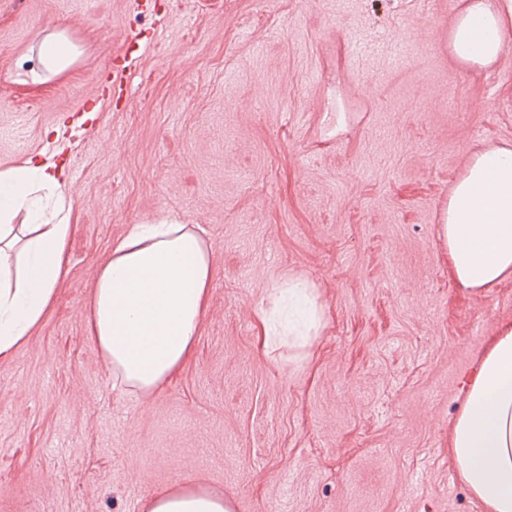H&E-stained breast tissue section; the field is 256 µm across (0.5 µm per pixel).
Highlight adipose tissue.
<instances>
[{
    "label": "adipose tissue",
    "instance_id": "obj_1",
    "mask_svg": "<svg viewBox=\"0 0 512 512\" xmlns=\"http://www.w3.org/2000/svg\"><path fill=\"white\" fill-rule=\"evenodd\" d=\"M512 27V0H464L448 46L463 63L485 67L501 54ZM20 58L59 75L77 56L63 33L37 36ZM72 204L51 165L0 168V357L12 355L43 318L55 294L71 231ZM437 235L448 274L467 295H484L512 278V148L475 153L441 212ZM213 278L202 237L185 224L131 225L102 265L88 304V325L105 361L137 392L174 377L194 352ZM273 303L288 320L264 316L266 333L310 339L322 325L312 283L291 275L275 283ZM448 446L458 475L484 512H512V321L498 325L479 356ZM144 512H231L223 495L173 485Z\"/></svg>",
    "mask_w": 512,
    "mask_h": 512
}]
</instances>
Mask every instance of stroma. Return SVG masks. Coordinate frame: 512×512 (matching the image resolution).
Listing matches in <instances>:
<instances>
[{
	"label": "stroma",
	"instance_id": "1",
	"mask_svg": "<svg viewBox=\"0 0 512 512\" xmlns=\"http://www.w3.org/2000/svg\"><path fill=\"white\" fill-rule=\"evenodd\" d=\"M149 4L0 0V167L62 168L75 216L52 305L0 358V512H141L176 482L234 512H482L448 435L512 279L463 295L436 229L473 152L512 147V34L477 68L448 48L463 0ZM59 30L65 73L18 67ZM163 218L199 230L213 281L193 358L144 396L86 304ZM291 274L326 324L269 348L258 312Z\"/></svg>",
	"mask_w": 512,
	"mask_h": 512
}]
</instances>
